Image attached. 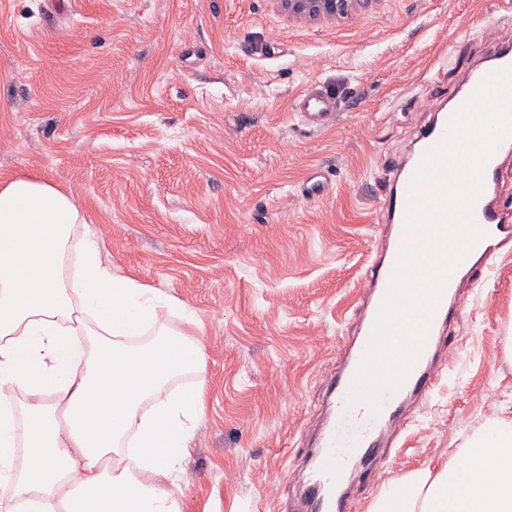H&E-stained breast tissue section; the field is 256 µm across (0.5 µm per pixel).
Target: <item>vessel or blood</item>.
<instances>
[{
  "instance_id": "1",
  "label": "vessel or blood",
  "mask_w": 512,
  "mask_h": 512,
  "mask_svg": "<svg viewBox=\"0 0 512 512\" xmlns=\"http://www.w3.org/2000/svg\"><path fill=\"white\" fill-rule=\"evenodd\" d=\"M484 38L494 51L489 66L472 73L458 91L448 110L436 114L420 132L418 146L399 167L393 186L386 197L382 214L384 223L376 225V255L368 266L360 287L366 304L352 315L350 338L337 360L336 373L327 386L330 418L321 423L317 442L310 455L313 476L304 490L306 512H355L356 503L347 493L349 474L361 469L368 477L370 493H378L374 463L378 455L393 461L397 452L389 445V425L396 414L409 403L425 406L448 362V353L439 345L451 318L463 304L458 297V283L479 264L486 265L505 247H512V214L501 210L495 202L502 165L512 156V139L502 141L482 168V189L470 215L481 235L457 264L444 285L433 295L434 315L427 339L402 384L394 392L383 393L378 408L350 404L349 389L367 353L368 343L390 289L401 283L397 269L404 243V230L409 213V193L413 179L428 150L450 136L449 124L458 111L490 74L512 69V26L489 21ZM294 112L313 129L329 127L336 118L334 103L316 88H309L294 101Z\"/></svg>"
}]
</instances>
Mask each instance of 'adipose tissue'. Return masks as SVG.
<instances>
[{
  "instance_id": "1",
  "label": "adipose tissue",
  "mask_w": 512,
  "mask_h": 512,
  "mask_svg": "<svg viewBox=\"0 0 512 512\" xmlns=\"http://www.w3.org/2000/svg\"><path fill=\"white\" fill-rule=\"evenodd\" d=\"M86 208L48 179L0 177V512H182L175 481L200 397L158 392L202 371L172 336L128 345L160 294L114 276ZM155 403L148 412L140 405ZM369 512H512V419L388 485Z\"/></svg>"
}]
</instances>
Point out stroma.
Segmentation results:
<instances>
[{
	"mask_svg": "<svg viewBox=\"0 0 512 512\" xmlns=\"http://www.w3.org/2000/svg\"><path fill=\"white\" fill-rule=\"evenodd\" d=\"M0 0V175L32 173L82 202L112 273L177 306L164 330L198 342L200 394L176 481L184 512H297L310 422L359 306L386 168L427 115L490 56L488 0H374L344 18H295L276 0ZM318 87L320 131L295 116ZM322 172L330 188L299 186ZM441 339L447 375L394 420L399 456L380 483L452 456L486 420L512 418V253ZM334 103L315 87L299 95L294 101L295 115L313 129L329 127L336 118Z\"/></svg>",
	"mask_w": 512,
	"mask_h": 512,
	"instance_id": "1",
	"label": "stroma"
}]
</instances>
